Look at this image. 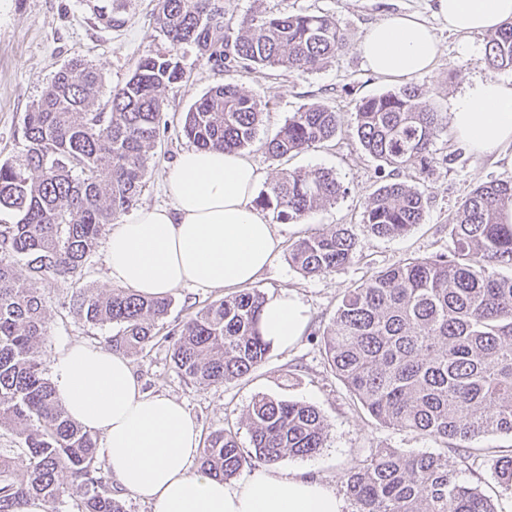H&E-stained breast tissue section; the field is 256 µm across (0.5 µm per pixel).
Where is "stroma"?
I'll use <instances>...</instances> for the list:
<instances>
[{"instance_id": "stroma-1", "label": "stroma", "mask_w": 512, "mask_h": 512, "mask_svg": "<svg viewBox=\"0 0 512 512\" xmlns=\"http://www.w3.org/2000/svg\"><path fill=\"white\" fill-rule=\"evenodd\" d=\"M225 16L239 20L256 8L269 11L329 13L344 32L346 45L323 68L295 74L281 69H233L213 67L191 47L182 49L188 77L166 88L165 124L149 162L145 185L137 207L168 202L166 180L179 154L190 148L182 132L189 108L211 87L231 83L265 102L267 108L260 137L273 136L293 112L320 102L341 117L336 135L316 148L283 158H271L261 145L247 155L275 179L288 170L333 171L345 192L333 204L308 213L297 223L283 227L284 247L256 281L266 298L293 294L308 315L306 332L292 348H271L266 360L249 375L221 385L185 381L171 360L172 332L205 305L223 299L224 290L185 286L175 289L172 305L158 322L155 335L142 353L129 362L143 390L165 394L182 402L197 421L202 434L225 428L236 432L241 446H249L250 432L242 413L260 395L299 401L317 408L327 426L325 448L311 457L284 456L281 469L303 470L344 494L348 473L362 468L380 448L406 452L437 453L443 442L410 430L380 425L349 393L331 371L317 331L333 317L351 288L374 272L408 257L447 254L453 249L447 225L461 201L478 185L492 180H512V157H478L459 143L451 129L440 133L433 160L426 172L410 169L398 181L424 192L426 205L420 224L407 235L383 238L364 222V206L380 184L378 162L361 147L355 131V112L362 99L396 90L404 84L427 92L435 111L448 113L453 100L476 80L488 77L512 82V69L489 70L483 63L485 35L466 37L449 33L434 15L435 0H218ZM151 0H130L119 14L123 24L107 27L92 14L86 0H0V160L14 158L22 148L23 119L32 103L50 84L56 71L68 61L82 58L96 64L107 87L124 83L147 51H165L167 44L153 28ZM401 12L421 14L440 40L443 52L428 72L409 79H384L373 75L358 52V44L370 24ZM352 230L356 257L338 271L316 277L304 276L288 259V245L295 240L329 231L336 226ZM50 317L47 334L38 348L45 366L69 344L83 341L101 347L117 326H91L73 312L68 284L41 285ZM512 449V437L486 435L473 440L467 451L448 453L459 480L490 497L498 512H512V495L503 494L495 478L497 455ZM445 451V450H444Z\"/></svg>"}]
</instances>
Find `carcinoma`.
<instances>
[{
	"mask_svg": "<svg viewBox=\"0 0 512 512\" xmlns=\"http://www.w3.org/2000/svg\"><path fill=\"white\" fill-rule=\"evenodd\" d=\"M124 0H95L96 18L118 24ZM155 31L164 52L144 55L132 76L100 102L105 77L90 61L62 66L26 113L23 149L0 163V427L19 439L0 452V512H22L37 497L55 512L79 497L78 512H124L108 473L97 466V438L72 420L54 395L38 356L49 309L35 284L70 283L72 309L85 323L117 324L107 349L137 354L171 306L167 296L103 293L80 284L82 268L104 227L136 202L159 137L162 92L186 78L180 51L227 70L283 68L308 73L340 53L345 38L324 13L256 10L234 24L213 0H155ZM484 64L512 68V22L487 35ZM265 105L234 84L211 88L186 113L184 135L199 148L239 151L253 145ZM339 113L302 107L262 147L277 159L329 140ZM443 117L416 85L364 98L356 112L363 149L391 172L425 169ZM344 192L335 173L283 172L255 198L281 224L296 223ZM423 191L387 182L368 198L364 223L380 237L408 234L421 222ZM512 182L476 187L448 224V254L407 258L349 289L321 336L327 362L350 394L380 424L407 429L452 448L485 435H512ZM356 256V239L340 226L296 240L289 260L309 277L333 273ZM26 259L33 286L20 282ZM264 293L245 288L200 310L173 332L172 359L193 382L219 385L250 374L269 353L261 333ZM245 419L251 447L225 429L206 438L201 470L229 479L285 455L311 457L325 447L319 411L292 400L258 396ZM499 486L512 492V449L496 458ZM354 512H497L461 483L447 453L379 448L345 479Z\"/></svg>",
	"mask_w": 512,
	"mask_h": 512,
	"instance_id": "1",
	"label": "carcinoma"
}]
</instances>
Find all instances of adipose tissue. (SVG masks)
Here are the masks:
<instances>
[{
  "mask_svg": "<svg viewBox=\"0 0 512 512\" xmlns=\"http://www.w3.org/2000/svg\"><path fill=\"white\" fill-rule=\"evenodd\" d=\"M435 13L450 32L489 34L512 22V0H436ZM358 49L375 75L390 79L430 70L441 55L432 27L415 13L371 25ZM449 120L476 154L512 148V83H476L454 101ZM264 179L242 153L183 151L168 177L169 205L143 207L108 235L109 279L144 296L254 283L282 242L253 203ZM306 322L305 309L284 294L265 304L261 332L285 349ZM53 387L67 413L101 435L115 484L152 512H344L334 490L297 471H261L232 486L193 470L202 452L196 421L175 398L144 391L122 354L72 344L53 363Z\"/></svg>",
  "mask_w": 512,
  "mask_h": 512,
  "instance_id": "ef3b65f1",
  "label": "adipose tissue"
}]
</instances>
